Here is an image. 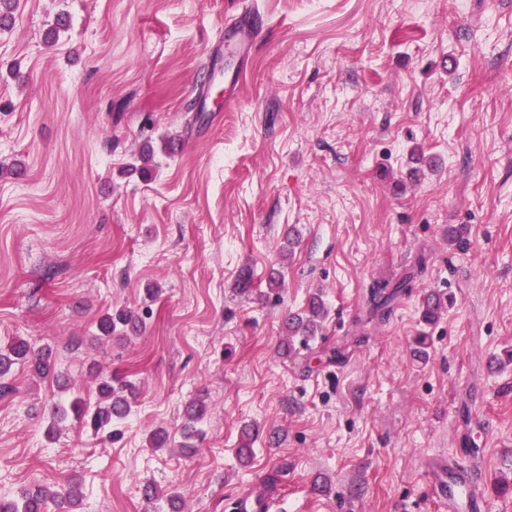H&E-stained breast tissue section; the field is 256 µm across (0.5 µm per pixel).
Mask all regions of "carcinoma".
<instances>
[{
	"label": "carcinoma",
	"instance_id": "1",
	"mask_svg": "<svg viewBox=\"0 0 512 512\" xmlns=\"http://www.w3.org/2000/svg\"><path fill=\"white\" fill-rule=\"evenodd\" d=\"M17 0H0V29H8L15 24ZM408 283L403 281L391 287L387 283L378 284L371 292L372 310L375 313L383 311L395 296ZM445 303L441 295L435 293L432 299L422 303L421 318L426 323L435 322ZM325 317V305L318 297L309 299L306 308L300 313H290L283 320L286 343L301 338V341L311 339L316 335L318 327ZM98 332L105 338L119 332L136 333L143 328V323L125 308H115L103 314L97 322ZM23 364L39 376H48L54 371L55 353L53 348L47 346L35 349L31 344L21 338L15 339L9 348L0 350V396L13 391L8 379L15 366ZM98 399L91 404L81 397H75L70 407L57 405L53 417L63 419L68 412L75 417L85 420V425L94 432L112 434V427L119 425L132 411V404L136 398L138 388L128 376L115 370L109 374L98 376ZM208 406L202 399L190 402L185 409V438L190 440L197 432L196 425L206 416ZM256 429L243 427L238 448L236 451L239 460H248L253 453V443ZM154 493L148 498L154 512H181V496L175 491L163 492L153 487ZM57 512H82V495L73 485L50 487L38 485L26 488L17 495L0 499V512H48L50 507Z\"/></svg>",
	"mask_w": 512,
	"mask_h": 512
}]
</instances>
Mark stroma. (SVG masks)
Returning a JSON list of instances; mask_svg holds the SVG:
<instances>
[{
	"mask_svg": "<svg viewBox=\"0 0 512 512\" xmlns=\"http://www.w3.org/2000/svg\"><path fill=\"white\" fill-rule=\"evenodd\" d=\"M243 2L19 0L0 31V165L27 172L0 174V346L56 351L55 375L15 367L0 398V497L76 477L84 512H152L147 483L225 512L274 473L282 512H448L429 483L453 463L512 512V0H254L239 97L212 86L197 124L191 91ZM165 135L185 153L131 173ZM406 277L370 318L373 284ZM431 290L450 304L428 326ZM315 294L321 330L283 355V315ZM116 307L144 332L97 339ZM116 369L139 388L116 436L48 433L52 405ZM246 425L278 440L244 465ZM208 406L203 399L191 401L185 409V433L186 440H191L197 432L196 425L201 423L206 416Z\"/></svg>",
	"mask_w": 512,
	"mask_h": 512,
	"instance_id": "obj_1",
	"label": "stroma"
}]
</instances>
